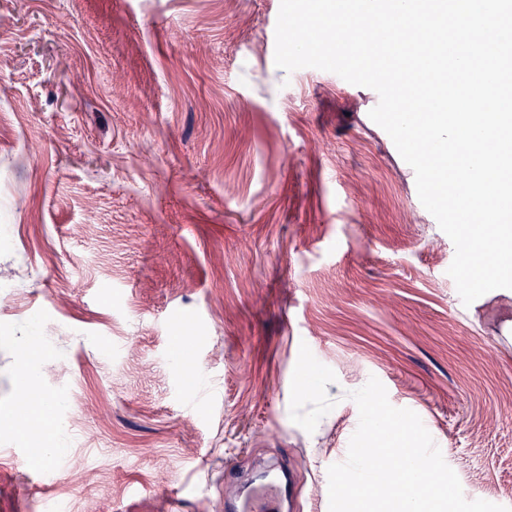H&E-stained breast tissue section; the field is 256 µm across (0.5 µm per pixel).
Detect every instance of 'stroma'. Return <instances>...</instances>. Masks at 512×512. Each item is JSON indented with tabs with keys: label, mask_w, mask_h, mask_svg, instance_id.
Here are the masks:
<instances>
[{
	"label": "stroma",
	"mask_w": 512,
	"mask_h": 512,
	"mask_svg": "<svg viewBox=\"0 0 512 512\" xmlns=\"http://www.w3.org/2000/svg\"><path fill=\"white\" fill-rule=\"evenodd\" d=\"M279 7L0 0V512H227L225 472L276 459L288 512H329L372 376L467 499L512 507V289L463 304L377 93L279 69ZM60 462L79 485L43 481Z\"/></svg>",
	"instance_id": "stroma-1"
}]
</instances>
